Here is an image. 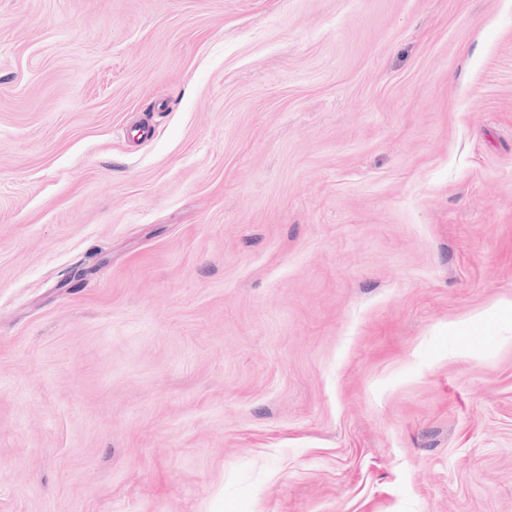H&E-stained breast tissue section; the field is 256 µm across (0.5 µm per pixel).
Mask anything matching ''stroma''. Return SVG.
<instances>
[{
	"mask_svg": "<svg viewBox=\"0 0 512 512\" xmlns=\"http://www.w3.org/2000/svg\"><path fill=\"white\" fill-rule=\"evenodd\" d=\"M0 512H512V0H0Z\"/></svg>",
	"mask_w": 512,
	"mask_h": 512,
	"instance_id": "obj_1",
	"label": "stroma"
}]
</instances>
